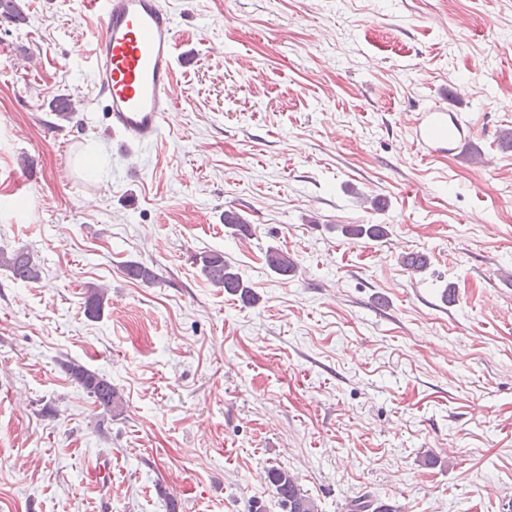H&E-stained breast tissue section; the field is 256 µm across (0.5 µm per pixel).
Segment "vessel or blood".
<instances>
[{"label":"vessel or blood","mask_w":512,"mask_h":512,"mask_svg":"<svg viewBox=\"0 0 512 512\" xmlns=\"http://www.w3.org/2000/svg\"><path fill=\"white\" fill-rule=\"evenodd\" d=\"M99 20L94 76L112 129L151 144L175 108L178 26L161 0H88ZM413 144L425 156L465 148L470 137L445 108L429 106L409 122Z\"/></svg>","instance_id":"1"}]
</instances>
